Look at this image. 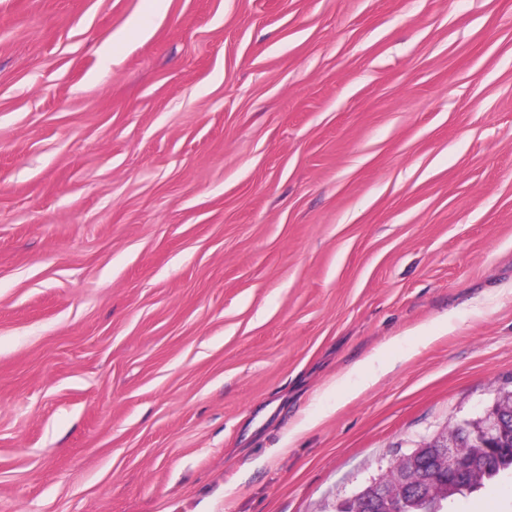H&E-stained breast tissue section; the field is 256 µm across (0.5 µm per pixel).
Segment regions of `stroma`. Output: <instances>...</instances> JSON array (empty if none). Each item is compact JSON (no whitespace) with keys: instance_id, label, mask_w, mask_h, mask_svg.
I'll list each match as a JSON object with an SVG mask.
<instances>
[{"instance_id":"35a3bbf8","label":"stroma","mask_w":512,"mask_h":512,"mask_svg":"<svg viewBox=\"0 0 512 512\" xmlns=\"http://www.w3.org/2000/svg\"><path fill=\"white\" fill-rule=\"evenodd\" d=\"M510 391L512 0H0V512H336Z\"/></svg>"}]
</instances>
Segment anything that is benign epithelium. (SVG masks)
Masks as SVG:
<instances>
[{
	"label": "benign epithelium",
	"instance_id": "benign-epithelium-1",
	"mask_svg": "<svg viewBox=\"0 0 512 512\" xmlns=\"http://www.w3.org/2000/svg\"><path fill=\"white\" fill-rule=\"evenodd\" d=\"M506 420L512 425V392L499 395L484 415L460 421L399 458L394 465L395 483L382 476L370 480L348 498L353 512H399L402 500L415 490L429 496L446 492L448 482L484 465L495 450L493 444L503 439ZM462 436L481 444L476 456L466 463L459 452Z\"/></svg>",
	"mask_w": 512,
	"mask_h": 512
}]
</instances>
